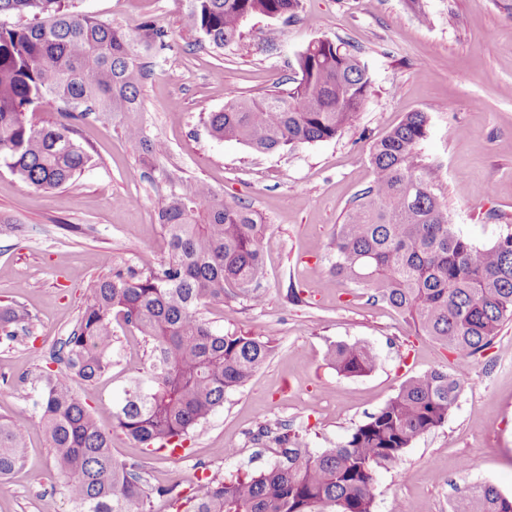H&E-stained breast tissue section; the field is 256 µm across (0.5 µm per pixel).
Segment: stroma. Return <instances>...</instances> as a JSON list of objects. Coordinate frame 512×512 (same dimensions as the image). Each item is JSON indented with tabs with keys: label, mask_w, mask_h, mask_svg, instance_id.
I'll return each instance as SVG.
<instances>
[{
	"label": "stroma",
	"mask_w": 512,
	"mask_h": 512,
	"mask_svg": "<svg viewBox=\"0 0 512 512\" xmlns=\"http://www.w3.org/2000/svg\"><path fill=\"white\" fill-rule=\"evenodd\" d=\"M421 24L405 0H301L291 21L256 15L224 52L192 45L183 0H80L79 11L136 33L153 21L168 33L163 55H146L150 74L139 119L168 145L165 167L203 180L226 202L254 210L267 302L213 304L217 329L263 328L271 359L176 452H150L113 431L122 462L144 465L151 485L200 494L206 476L258 471L276 459L261 424L285 423L309 434L312 449L334 447L378 411L410 376L453 362L452 353L417 335L412 323L364 289L325 287L334 261L330 239L356 195L369 186L372 142L409 112L431 118L423 154L439 166L452 221L479 245L512 232V0H422ZM280 33L269 48V29ZM328 38L356 48L371 86L358 121L336 138L288 151L258 152L212 138L202 118L224 107L228 92L258 95L296 79V55ZM92 163L68 186L41 191L0 165V301L26 314L15 342L0 344V415L32 408L36 379L56 340L74 327L84 286L165 250L156 199L159 170L119 123L76 116ZM302 303L289 300V288ZM368 344L378 356L370 375L346 378L327 361L339 343ZM116 363L94 385L74 388L99 424L112 426V396L147 359L138 333L114 329ZM447 422L418 438L399 465L375 474L374 512H449L459 488L489 483L512 496V322L471 366ZM234 449L225 457V449ZM469 470H462V461ZM49 442L31 428L26 467L0 481V512H72Z\"/></svg>",
	"instance_id": "1"
}]
</instances>
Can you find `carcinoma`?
<instances>
[{
    "label": "carcinoma",
    "instance_id": "carcinoma-1",
    "mask_svg": "<svg viewBox=\"0 0 512 512\" xmlns=\"http://www.w3.org/2000/svg\"><path fill=\"white\" fill-rule=\"evenodd\" d=\"M184 2V28L194 43L220 51L237 41L247 17L290 19L300 7V0ZM6 13L31 22L0 24V163L43 191L80 175L91 156L76 129L37 116L51 101L70 115L95 112L118 121L153 161L167 153L137 119L146 77L140 57L167 49L166 31L147 21L134 35L77 11L76 0H0V15ZM296 63L299 79L291 86L228 96L222 110L204 117L210 135L267 152L326 141L353 124L371 86L366 62L323 38ZM429 128L427 113L409 112L371 144L374 179L336 225L328 280L368 290V301L399 311L418 335L445 346L458 367L473 362L512 321V233L478 246L456 231L439 194L438 167L421 153ZM162 176L169 190L157 216L167 254L90 279L79 318L52 355L60 368L37 380L35 412L0 417V478L24 465L36 420L75 512H147L153 494L179 509L176 486L150 489L140 465L115 459L112 433L74 390V380L92 384L112 371L113 322L149 346L146 366L112 411L113 428L155 451L182 445L274 352L265 335L216 330L203 316L226 299L264 305V225L207 182L186 187L165 169ZM24 320V312L0 304V339L14 340ZM329 361L354 378L372 373L378 357L367 344H338ZM460 391L461 381L446 368L413 376L344 442L317 452L307 434L283 424L272 466L211 479L190 512H374L377 468L398 465L413 441L444 425ZM450 512H512V497L472 484L457 492Z\"/></svg>",
    "mask_w": 512,
    "mask_h": 512
}]
</instances>
